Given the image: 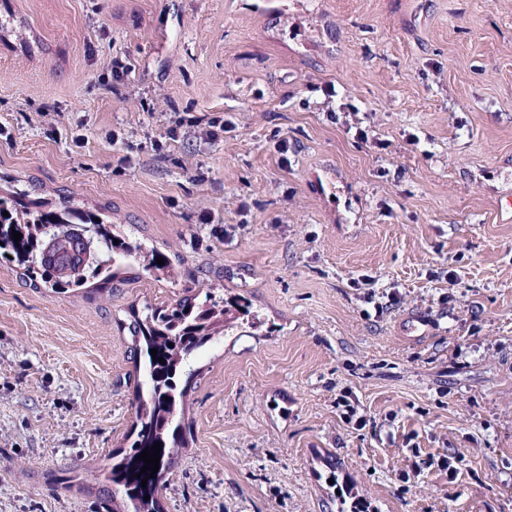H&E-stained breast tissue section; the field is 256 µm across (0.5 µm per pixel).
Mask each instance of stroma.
Masks as SVG:
<instances>
[{
	"instance_id": "1",
	"label": "stroma",
	"mask_w": 512,
	"mask_h": 512,
	"mask_svg": "<svg viewBox=\"0 0 512 512\" xmlns=\"http://www.w3.org/2000/svg\"><path fill=\"white\" fill-rule=\"evenodd\" d=\"M254 2L0 0V185L174 262L0 257V512H101L128 326L214 284L258 321L183 368L161 512H512V0ZM173 112L235 128L155 151Z\"/></svg>"
}]
</instances>
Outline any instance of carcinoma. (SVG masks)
Here are the masks:
<instances>
[{
    "mask_svg": "<svg viewBox=\"0 0 512 512\" xmlns=\"http://www.w3.org/2000/svg\"><path fill=\"white\" fill-rule=\"evenodd\" d=\"M8 215H3V212ZM80 224L95 235L96 242L106 249V257L84 260L75 235L69 227ZM54 226L50 251H45L46 228ZM22 234L21 241L13 240L12 231ZM118 244H113V240ZM9 256L24 270V276L36 288H48L53 293H65L85 286L91 278L109 286L118 277V270L145 259L142 269L148 273H167L172 270L171 259L153 249L142 255V247L133 245L112 233L110 225L98 219L90 210L78 211L64 206L53 211L45 204L29 198V192L13 186L7 195H0V257ZM162 258L164 264L155 260ZM229 308L216 299L214 288L204 298H185L172 306L148 308L143 318L134 320L130 328V354L137 373L136 418L140 429L131 444L132 453L112 465L105 481L114 486L109 491L112 501L122 503V509L112 512H159L157 506L158 478L171 468L177 448H168V431L185 429L183 419L186 395L178 389L176 376L199 348L217 340L224 332ZM157 350L152 357L150 350ZM164 363H159V358ZM161 443L159 471L147 478L146 486L137 477L135 463L142 451ZM150 499H145V496Z\"/></svg>",
    "mask_w": 512,
    "mask_h": 512,
    "instance_id": "obj_1",
    "label": "carcinoma"
}]
</instances>
